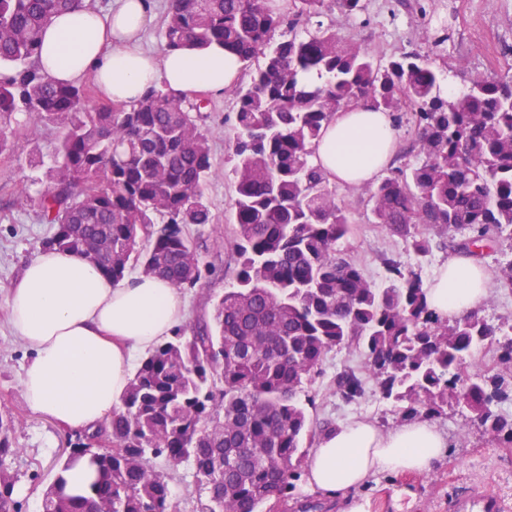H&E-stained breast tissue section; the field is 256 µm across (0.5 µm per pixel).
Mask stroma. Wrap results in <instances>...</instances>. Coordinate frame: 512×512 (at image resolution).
Instances as JSON below:
<instances>
[{
    "instance_id": "stroma-1",
    "label": "stroma",
    "mask_w": 512,
    "mask_h": 512,
    "mask_svg": "<svg viewBox=\"0 0 512 512\" xmlns=\"http://www.w3.org/2000/svg\"><path fill=\"white\" fill-rule=\"evenodd\" d=\"M365 6L357 21L335 22L327 15L322 21L333 24L343 41L381 57L416 49L436 68L462 65L486 74L512 71V0H365ZM208 100L205 126L214 174L204 187V196L211 221L190 229L198 242L202 278L183 291L189 327L212 312L214 303L233 287L238 269L232 249L235 189L229 173L236 108L227 92L209 95ZM7 125L16 147L12 155L0 157V412L15 417L12 440L17 453L7 465L18 476L13 493L18 512H42L53 465L65 442L76 434L24 402L20 383L30 353L11 331L7 299L23 265L52 232L40 218L39 198L54 165L61 131L33 125L22 112L14 113ZM336 198L354 218L337 248L360 261L371 283H382L387 258L415 269L425 281L446 260V252L437 248L425 260H417L405 241L373 224L363 187H337ZM361 359L360 352L352 348L326 356L322 374L308 387L316 400L312 418L335 423L369 419L385 429L397 426L394 407L379 401L374 384H367L365 396L356 405L344 404L333 395L336 370ZM463 423L455 411L437 419L449 448L430 470L379 473L345 500L324 502L322 512H485L488 496L512 512V450L499 448L475 432L461 435Z\"/></svg>"
}]
</instances>
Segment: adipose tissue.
<instances>
[{"label": "adipose tissue", "instance_id": "1", "mask_svg": "<svg viewBox=\"0 0 512 512\" xmlns=\"http://www.w3.org/2000/svg\"><path fill=\"white\" fill-rule=\"evenodd\" d=\"M151 19L147 0H115L105 11L84 2L51 18L38 66L63 83L92 79L104 99L126 105L151 86L219 95L241 77L243 62L215 45L146 51L142 35ZM394 145L392 114L360 100L323 127L314 162L328 180L354 187L384 172ZM489 284L482 265L458 256L429 281L428 302L452 320L479 308ZM7 311L14 336L32 353L21 378L24 400L63 428L90 432L111 420L136 357L171 336L187 306L160 277L138 274L115 285L84 256L42 248L14 281ZM447 449L446 434L426 420L394 429L341 422L309 453L307 480L333 496L381 472L428 470Z\"/></svg>", "mask_w": 512, "mask_h": 512}]
</instances>
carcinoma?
Masks as SVG:
<instances>
[{
  "label": "carcinoma",
  "instance_id": "1",
  "mask_svg": "<svg viewBox=\"0 0 512 512\" xmlns=\"http://www.w3.org/2000/svg\"><path fill=\"white\" fill-rule=\"evenodd\" d=\"M80 0H0V119L24 112L63 129L42 220V247L74 251L117 283L138 270L182 289L201 269L189 225L210 221L203 187L213 161L202 100L151 88L130 106L86 107L83 84L57 82L37 65L51 17ZM314 30L272 42L285 15L268 0H170L162 50L220 45L263 64L236 99L231 175L235 184L236 286L214 305L212 322L178 326L141 359L112 420L70 444L42 512H177L167 473L190 465L196 512H258L288 505L304 475L311 426L307 386L328 353L355 347L361 368L333 379L344 403L365 395L366 379L396 403L399 420H431L450 405L500 448H512V414L499 404L502 377L465 376L473 350L512 374V318L471 311L453 321L427 302L418 273L384 259L376 287L336 249L351 216L313 161L314 143L341 107L367 100L415 128L421 161L393 166L370 184L374 223L431 252L428 232L448 254L479 259L512 232V76L477 74L443 91L446 78L413 49L386 60L341 40L319 21L347 22L364 0H293ZM162 225H157V220ZM148 246H140L141 241ZM14 420L0 413V501L17 475ZM85 459L93 479L66 492L65 473Z\"/></svg>",
  "mask_w": 512,
  "mask_h": 512
}]
</instances>
